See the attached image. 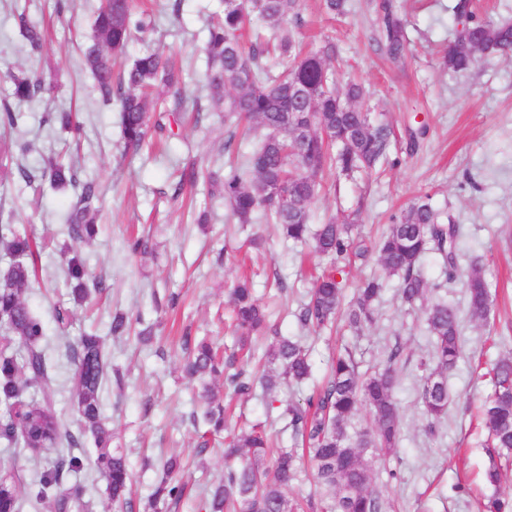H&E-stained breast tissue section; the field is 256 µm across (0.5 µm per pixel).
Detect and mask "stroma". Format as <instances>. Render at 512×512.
<instances>
[{
  "instance_id": "obj_1",
  "label": "stroma",
  "mask_w": 512,
  "mask_h": 512,
  "mask_svg": "<svg viewBox=\"0 0 512 512\" xmlns=\"http://www.w3.org/2000/svg\"><path fill=\"white\" fill-rule=\"evenodd\" d=\"M390 2L404 20L410 51L402 64L389 62L376 41L378 13ZM166 0H138L154 21L153 32L135 35L128 54L149 48L174 53L182 64L186 90L184 111L160 113L162 130L138 153L124 151L118 114L102 103L83 49L101 0H0V99L11 93L10 78L35 71L53 88L52 95L18 105L16 134L34 143L25 157L35 167L40 156L71 154L82 179L95 181L101 211L98 232L89 243L72 244L65 234L64 213L72 191L49 184H25L13 176L14 160L1 162L0 224H16L42 246L39 278L26 295L43 322L56 376L46 393L60 419L76 424L70 391L72 367L60 356L62 340L86 332L104 338V351L120 376L101 391L104 415L112 428V445L124 449L133 479L132 512L144 505L157 479L161 457L178 454L188 463L182 477L188 491L171 512H204L203 488L224 474V442L215 440L197 458V435L188 421L196 393L179 368L183 334L213 337L224 353L236 348L226 291L239 276H250L268 313L266 336L254 342L263 356L267 335L299 336L311 348L313 378L267 396L255 393L236 402L232 427L258 426L276 447H291L283 411L303 402L320 384L332 356L351 348L362 367L379 364L386 348L401 344L406 357L396 391L402 419L397 453L374 461L370 482L394 505V512H478L491 489L484 480L489 465L487 435L478 415L491 389L489 371L512 355V56L480 60L462 74L445 71L441 57L462 27L457 0H350L347 16L331 18L321 0H304L301 34L308 46L336 45L339 81L356 78L370 93L371 116L394 131L391 153L398 165L383 163L356 179L324 180L335 190L313 203L314 223L354 213L355 242L366 256L337 263L309 254L285 241L270 224H236L209 173L227 170L231 156H244L249 142L225 150L223 109L214 108L205 86V19L216 0H184L179 21L163 13ZM26 10L47 33L42 54H29L18 34L14 9ZM76 112L83 125L80 144H72L59 126L44 121L48 113ZM424 127L417 143L409 132ZM430 194L459 226L457 253L461 264L482 267L494 306L487 323L471 319L465 290L454 282L448 292L429 291L428 301L447 298L458 310L464 354L448 376V416L435 431L419 398V364L429 355L430 340L420 310L402 303L396 280H389L376 308L375 321L355 334L346 327L313 333L301 327L298 310L316 270L335 266L345 297L360 280L382 275L376 245L391 215L414 198ZM208 214L209 227L197 218ZM143 250L132 253L130 240ZM75 246L92 275L103 277L100 303L75 306L63 272L60 251ZM73 309L66 329H59L55 310ZM158 323L150 345L109 337L114 312ZM84 466L68 485L79 487L85 512H117L92 460L93 445L82 450Z\"/></svg>"
}]
</instances>
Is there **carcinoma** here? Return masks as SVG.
<instances>
[{"label": "carcinoma", "instance_id": "carcinoma-1", "mask_svg": "<svg viewBox=\"0 0 512 512\" xmlns=\"http://www.w3.org/2000/svg\"><path fill=\"white\" fill-rule=\"evenodd\" d=\"M302 0H219L218 10L207 23V73L210 98L224 107L230 122L228 149L237 127L260 131L256 147L245 162L224 172L222 192L231 215L239 224L257 218L278 227L286 240L310 245L313 252L335 260L345 259L354 246L353 225L330 218L311 228L310 206L324 188L322 174L352 178L386 159L391 146V129L367 120L364 114L368 92L357 82L344 90L336 87L333 59L336 46L327 43L305 52L294 29L301 25ZM378 43L393 63L405 60L408 42L404 24L387 3L382 4ZM465 18L462 29L442 56L443 69L462 73L471 69L479 56L512 52V23H493L478 18L469 0L455 6ZM16 22L30 51L39 54L44 45L41 29L20 13ZM153 21L137 14L133 0H103L93 24L91 43L84 62L97 82L103 102H117L122 139L128 148H139L151 128L152 113L162 111L170 100L178 111L184 100L182 78L170 59L158 50L127 57L129 42L145 33ZM49 92L34 74L12 76L13 102L0 104V129L9 134L18 121L12 103L30 101ZM60 127L78 137L75 115L66 110L52 113ZM32 145L15 139L0 141L5 157L25 156ZM41 177L54 188L72 187L76 200L66 216L69 239L90 240L95 233L98 191L92 181H82L77 169L61 158H50ZM458 227L440 211L428 194L416 197L391 224L378 245V260L385 272L361 282L354 298L342 307L336 269L322 271L315 279L299 313L304 327L321 329L339 315L359 331L373 321L375 306L382 297L386 279L395 277L402 301L412 307L424 302L431 288L421 271L424 255L435 253L443 262L445 283L463 281L467 308L474 319L485 321L493 295L476 264H457ZM0 250L10 264L0 270V439L17 448H82L92 441L95 466L106 481L109 499L128 507L131 482L127 454L112 447V429L103 415L101 388L108 379L109 365L103 339L85 333L65 344L73 367V402L79 415L77 428L64 424L48 400H27L28 389H41L51 380L52 364L41 341L45 329L28 307L26 292L34 277L30 237L14 224H0ZM66 274L73 283L76 303L105 288L104 280H89L85 263L76 250L64 252ZM229 305L239 343L246 347L251 336L267 328L265 307L255 296L251 282L238 280L229 292ZM425 322L431 353L420 362L424 372L419 392L429 430L448 414V373L462 355L457 309L445 300L426 307ZM127 314H112L109 332L115 339L130 330ZM181 371L197 384L190 424L204 428L203 436L219 437L228 429V408L214 391V383L245 398L256 386L272 395L283 383H302L312 375L309 349L289 336L269 338L263 354L261 376L235 367V360L217 355L208 341L184 337ZM403 349L391 347L381 368L362 372L352 352L345 351L331 363L325 382L303 404L285 409L291 438L308 452L315 478L324 492L309 501L311 512H385L386 502L369 481L370 464L388 457L397 448L401 420L395 399L399 386L398 363ZM492 392L482 405L481 423L493 447L512 451V358L499 359L491 369ZM370 411L372 430H355L360 408ZM224 477L205 489L208 512H298L299 504L288 495L295 480L300 457L292 450L272 448L262 431L241 430L224 449ZM82 459L59 453L50 461L36 498L48 497L51 512H76L83 508L81 496L64 487L68 476L78 472ZM182 463L176 456L163 460L145 512H165L178 504L185 492ZM20 477L13 468L0 467V512H18ZM482 512H512V501L496 494L481 504Z\"/></svg>", "mask_w": 512, "mask_h": 512}]
</instances>
